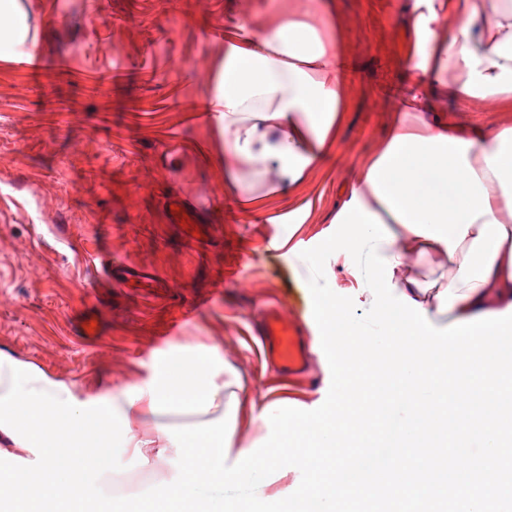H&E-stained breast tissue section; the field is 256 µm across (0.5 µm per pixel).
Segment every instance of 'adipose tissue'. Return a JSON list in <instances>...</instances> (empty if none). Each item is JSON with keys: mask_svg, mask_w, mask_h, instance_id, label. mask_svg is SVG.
Instances as JSON below:
<instances>
[{"mask_svg": "<svg viewBox=\"0 0 512 512\" xmlns=\"http://www.w3.org/2000/svg\"><path fill=\"white\" fill-rule=\"evenodd\" d=\"M328 0H290L263 26L229 35L218 96L224 181L258 203L253 186L295 188L335 143L348 100ZM415 89L384 146L354 181L364 210L393 236L394 291L428 315L467 320L512 306V123L491 133L422 116L426 84L450 81L478 110L512 102V0H417ZM447 31L440 40L439 31ZM446 269L431 279L433 267ZM236 374L211 350L160 360L149 379L79 394L74 384L0 351V441L37 452L34 468L0 472L8 512H87L70 496L110 471V450L168 462L165 427L219 419Z\"/></svg>", "mask_w": 512, "mask_h": 512, "instance_id": "adipose-tissue-1", "label": "adipose tissue"}]
</instances>
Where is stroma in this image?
I'll return each mask as SVG.
<instances>
[{"mask_svg": "<svg viewBox=\"0 0 512 512\" xmlns=\"http://www.w3.org/2000/svg\"><path fill=\"white\" fill-rule=\"evenodd\" d=\"M282 0H0V351L89 392L147 379L189 347L218 348L258 405L313 410L331 373L313 316L303 324L305 378H280L254 334L259 309L310 296L302 251L336 227L357 168L382 147L416 79L407 22L416 0H332L349 110L334 149L293 190L243 210L224 187V125L215 99L226 40L218 26L274 18ZM46 64L30 73L29 54ZM492 129L449 88H428L424 116ZM304 223L286 217L301 199ZM153 267L168 290L143 300L105 283V257ZM326 280L357 295L351 255ZM99 336L82 338L87 313ZM180 332L167 336L173 321ZM176 466L114 451V479L137 490Z\"/></svg>", "mask_w": 512, "mask_h": 512, "instance_id": "obj_1", "label": "stroma"}]
</instances>
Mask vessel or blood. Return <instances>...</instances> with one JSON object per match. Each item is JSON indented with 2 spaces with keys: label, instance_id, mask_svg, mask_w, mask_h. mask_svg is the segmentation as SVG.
<instances>
[{
  "label": "vessel or blood",
  "instance_id": "b4317fda",
  "mask_svg": "<svg viewBox=\"0 0 512 512\" xmlns=\"http://www.w3.org/2000/svg\"><path fill=\"white\" fill-rule=\"evenodd\" d=\"M106 274L116 287L126 288L143 296L155 295L162 286L156 270L122 261L111 262ZM260 342L264 354L275 362L281 376L292 379L308 365L301 320L288 317L280 302L266 304L262 309Z\"/></svg>",
  "mask_w": 512,
  "mask_h": 512
}]
</instances>
